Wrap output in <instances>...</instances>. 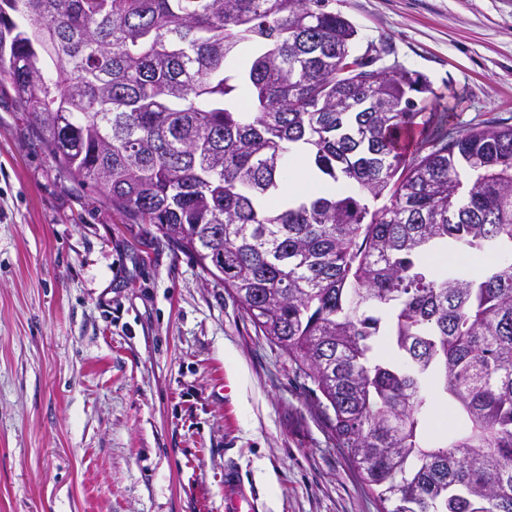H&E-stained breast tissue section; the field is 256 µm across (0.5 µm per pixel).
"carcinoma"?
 Returning a JSON list of instances; mask_svg holds the SVG:
<instances>
[{
  "label": "carcinoma",
  "mask_w": 512,
  "mask_h": 512,
  "mask_svg": "<svg viewBox=\"0 0 512 512\" xmlns=\"http://www.w3.org/2000/svg\"><path fill=\"white\" fill-rule=\"evenodd\" d=\"M328 2L0 0V88L288 354L381 512H512V125L448 131ZM297 144L340 191L268 206Z\"/></svg>",
  "instance_id": "carcinoma-1"
}]
</instances>
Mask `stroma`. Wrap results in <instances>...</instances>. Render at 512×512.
<instances>
[{
	"mask_svg": "<svg viewBox=\"0 0 512 512\" xmlns=\"http://www.w3.org/2000/svg\"><path fill=\"white\" fill-rule=\"evenodd\" d=\"M452 127L512 125V0H330ZM222 283L71 180L0 90V512H380ZM273 473L275 485L265 475ZM256 497L248 492L240 472L232 466L224 470V512H258Z\"/></svg>",
	"mask_w": 512,
	"mask_h": 512,
	"instance_id": "35a3bbf8",
	"label": "stroma"
}]
</instances>
